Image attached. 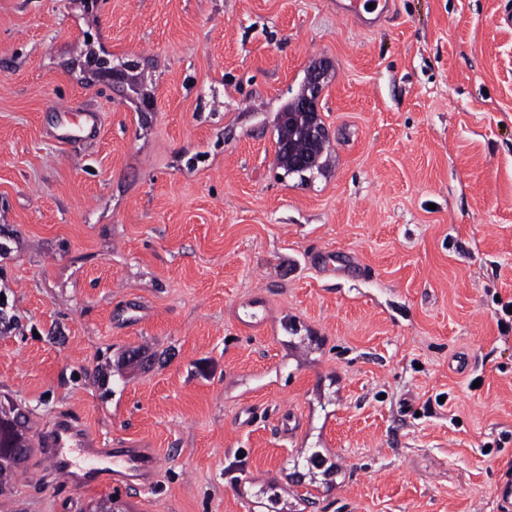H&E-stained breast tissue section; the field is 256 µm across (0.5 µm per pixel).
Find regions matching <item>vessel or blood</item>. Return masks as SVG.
Wrapping results in <instances>:
<instances>
[{
	"label": "vessel or blood",
	"mask_w": 512,
	"mask_h": 512,
	"mask_svg": "<svg viewBox=\"0 0 512 512\" xmlns=\"http://www.w3.org/2000/svg\"><path fill=\"white\" fill-rule=\"evenodd\" d=\"M393 7V0H336V10L340 15L359 20L369 13L374 14L376 19H383L392 12ZM55 109L60 119L59 137L62 141L76 143L98 135L100 123L97 113L85 112L76 119L66 104L56 103ZM38 445L52 468L66 481L76 479L69 449L83 448L93 459L89 473L108 470L114 480H138L141 491L148 492L153 488L157 461L150 449L102 447L96 435L77 425L71 417H59L44 428Z\"/></svg>",
	"instance_id": "obj_1"
}]
</instances>
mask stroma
Returning a JSON list of instances; mask_svg holds the SVG:
<instances>
[{
	"mask_svg": "<svg viewBox=\"0 0 512 512\" xmlns=\"http://www.w3.org/2000/svg\"><path fill=\"white\" fill-rule=\"evenodd\" d=\"M334 2L0 0V402L159 462L139 493L34 454L5 512H501L512 0ZM318 62L304 182L276 119ZM370 3H373V8H367ZM393 7L392 0H336V10L340 15L354 17L365 26L387 17ZM365 14H375V18L366 19ZM53 109L57 111L60 119V133L57 135L63 142L76 143L96 137L100 130L98 113L84 112L80 122H72L73 112L67 104L54 103Z\"/></svg>",
	"mask_w": 512,
	"mask_h": 512,
	"instance_id": "obj_1",
	"label": "stroma"
}]
</instances>
